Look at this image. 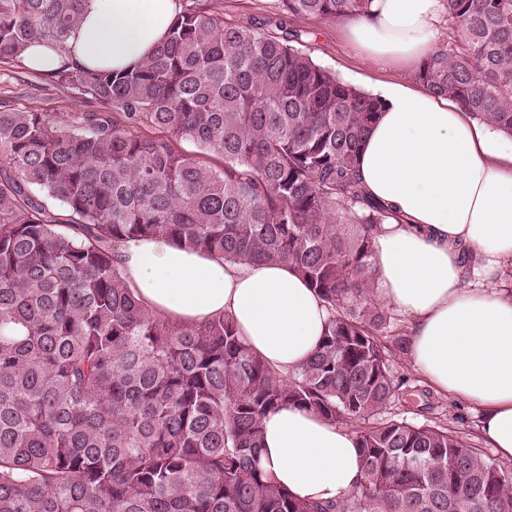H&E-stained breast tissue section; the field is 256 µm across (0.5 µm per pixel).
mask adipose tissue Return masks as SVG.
Returning <instances> with one entry per match:
<instances>
[{
  "label": "adipose tissue",
  "instance_id": "ef3b65f1",
  "mask_svg": "<svg viewBox=\"0 0 512 512\" xmlns=\"http://www.w3.org/2000/svg\"><path fill=\"white\" fill-rule=\"evenodd\" d=\"M179 0H88L61 50L42 42L28 66L134 68L166 37ZM446 0H372L344 32L366 59L409 71L438 44ZM384 103L359 158L367 192L397 212L374 240V299L407 321L413 368L437 392L480 407L481 431L512 458V140L473 121L455 102L404 83L373 88ZM118 264L157 315L195 325L225 313L243 342L289 372L317 348L329 320L320 297L286 266L237 264L162 236L124 242ZM261 465L302 500L337 501L362 477L346 426L286 405L263 420Z\"/></svg>",
  "mask_w": 512,
  "mask_h": 512
}]
</instances>
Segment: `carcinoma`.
<instances>
[{
	"instance_id": "cac0c4a2",
	"label": "carcinoma",
	"mask_w": 512,
	"mask_h": 512,
	"mask_svg": "<svg viewBox=\"0 0 512 512\" xmlns=\"http://www.w3.org/2000/svg\"><path fill=\"white\" fill-rule=\"evenodd\" d=\"M87 2L0 0V63L36 40L66 48ZM370 2L279 0L278 20L231 22L192 7L133 69L54 73L98 111L0 106V512H512L511 465L391 412L407 378L372 294L374 238L398 216L358 170L383 103L287 25ZM447 2L453 43L413 77L511 137L512 0ZM151 236L302 276L330 311L318 348L282 374L226 315L154 314L116 261ZM283 405L354 430L363 476L346 497L267 478L262 421Z\"/></svg>"
}]
</instances>
